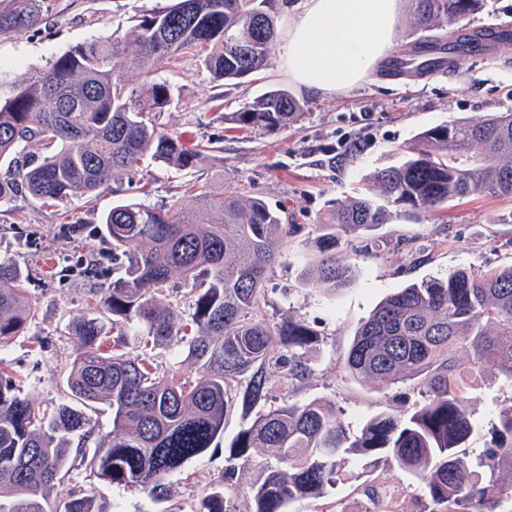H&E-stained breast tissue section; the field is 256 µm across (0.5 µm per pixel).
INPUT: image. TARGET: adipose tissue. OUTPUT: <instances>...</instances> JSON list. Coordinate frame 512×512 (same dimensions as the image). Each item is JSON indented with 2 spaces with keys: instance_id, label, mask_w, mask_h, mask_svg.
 Segmentation results:
<instances>
[{
  "instance_id": "1",
  "label": "adipose tissue",
  "mask_w": 512,
  "mask_h": 512,
  "mask_svg": "<svg viewBox=\"0 0 512 512\" xmlns=\"http://www.w3.org/2000/svg\"><path fill=\"white\" fill-rule=\"evenodd\" d=\"M399 0H305L283 31L282 67L321 94L364 80L391 51Z\"/></svg>"
}]
</instances>
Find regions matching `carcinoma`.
<instances>
[{
  "label": "carcinoma",
  "instance_id": "cac0c4a2",
  "mask_svg": "<svg viewBox=\"0 0 512 512\" xmlns=\"http://www.w3.org/2000/svg\"><path fill=\"white\" fill-rule=\"evenodd\" d=\"M415 2L418 25L438 45L444 28L483 0ZM41 20L39 0H14L0 10V31L21 33ZM276 40L277 0H177L138 20L127 37L133 54L113 40L72 47L0 101V159L31 143L47 149L39 162L0 178V203L21 191L48 205L94 194L146 159L176 170L195 166L205 149L188 148L159 127L172 93L151 74L194 50L215 79L239 80L268 65ZM136 67L147 81L130 87L124 73ZM303 116L288 89L276 87L224 114V122L236 130L277 131ZM373 183L331 210L330 232L306 284L336 290L351 272L336 255V231L386 223L391 201L432 210L470 196L512 197V113L422 132L405 161L377 171ZM103 224L112 240V287L72 317L79 349L64 379L71 402L35 411L0 358V512H95L88 497L55 503L50 493L71 454L87 451L99 411L112 416V432L96 441L92 456L99 477L163 496L166 478L223 435L231 386L245 385L243 406L251 410L278 375L293 380L307 373L296 356L275 348H305L317 341L316 331L300 320L270 325L257 318L275 245L285 235L265 202L234 191L210 200L201 216L126 202L112 206ZM176 276L196 285L186 319L163 300ZM28 278L12 256L0 254V348L35 323ZM130 336L146 337L158 355L183 345L195 376L159 375L153 358L130 351ZM463 342L473 363L496 366L512 382V266L480 275L459 269L410 285L359 327L346 358L349 372L387 385L417 379L426 390L423 402L377 416L357 432L326 399L262 409L230 446L223 481L194 512H226L224 484L255 453L277 465L251 484L252 512H288L296 500L322 497L352 458L373 452L392 457L445 512H479L512 497V407L499 414L476 463L460 457L474 433L470 380L457 357ZM367 498L361 512H395L373 485Z\"/></svg>",
  "mask_w": 512,
  "mask_h": 512
}]
</instances>
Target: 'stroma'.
<instances>
[{
  "label": "stroma",
  "mask_w": 512,
  "mask_h": 512,
  "mask_svg": "<svg viewBox=\"0 0 512 512\" xmlns=\"http://www.w3.org/2000/svg\"><path fill=\"white\" fill-rule=\"evenodd\" d=\"M172 3L51 0L35 27L0 33V98L71 47L99 37L126 39L144 13ZM503 26L512 27V0H484L482 10L448 34L457 39ZM426 38L411 0H401L390 59L411 58ZM154 79L174 90L160 116L163 129L186 145L206 148L196 167L180 172L147 163L132 179L109 183L98 195L52 207L24 193L0 203V253L28 269L27 294L37 311L36 336L17 337L0 351L23 395L40 411L65 398L62 380L77 354L69 313L78 301L112 285V244L102 232L103 215L112 205L175 204L198 212L207 200L240 189L280 212L288 231L268 273L259 318L272 324L301 320L318 333L316 343L298 352L309 375L273 383L267 404L323 398L356 431L378 415L400 410V397L420 401L416 381L382 385L353 377L344 365L353 337L374 308L401 288L463 268L481 273L512 265V198L456 199L429 212L389 204L388 223L342 236L337 251L352 274L335 295L307 286L304 273L318 253L332 206L368 187L377 170L401 162L402 147L420 132L512 111V39L496 41L489 51L480 46L461 53L450 68L395 75L383 64L332 95L298 88L276 53L265 70L234 85L215 80L192 51L158 70ZM272 87L286 88L300 101L305 112L300 122L272 132L226 129L225 113ZM471 397L475 432L462 451L468 461L489 441L499 412L512 406V383L497 367H486ZM249 419L241 403H233L223 437L167 478L164 498L101 480L86 456L72 458L52 497L89 495L98 512H190L204 490L220 480L226 452ZM371 485L386 492L399 512H443L381 454L355 459L350 475L328 496L295 501L288 510L359 512Z\"/></svg>",
  "instance_id": "stroma-1"
}]
</instances>
